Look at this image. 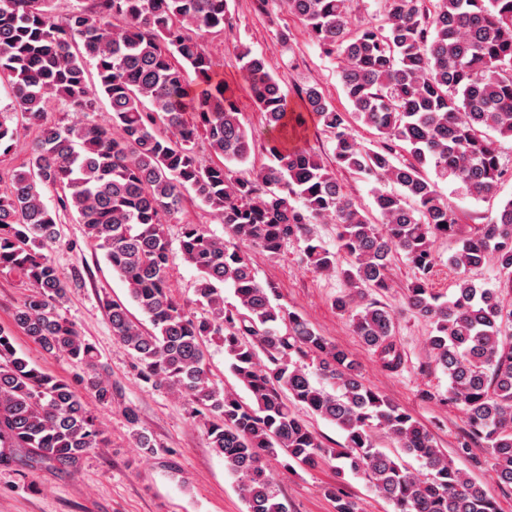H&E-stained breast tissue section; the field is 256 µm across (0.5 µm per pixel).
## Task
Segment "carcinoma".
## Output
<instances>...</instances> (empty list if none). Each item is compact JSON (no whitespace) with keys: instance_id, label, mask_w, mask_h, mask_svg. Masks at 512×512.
Returning <instances> with one entry per match:
<instances>
[{"instance_id":"carcinoma-1","label":"carcinoma","mask_w":512,"mask_h":512,"mask_svg":"<svg viewBox=\"0 0 512 512\" xmlns=\"http://www.w3.org/2000/svg\"><path fill=\"white\" fill-rule=\"evenodd\" d=\"M52 0H0V79L31 129L22 169L0 193V268L20 271L29 293L13 326L48 353L85 369L76 380L30 364L15 336L0 327V465L19 454L64 469L77 467L107 437L77 391L112 400V382L97 369L98 354L59 308L67 284L45 253L61 215L83 225L87 238L125 282L151 328L118 301L106 303L112 334L136 357L141 376L196 405L209 445L236 479L246 512H288L269 468L314 469L336 461V477L365 478L394 512H499L466 473L438 448L409 413L363 383L359 363L316 331L296 310L274 302L275 288L256 279L251 254H280L303 242L306 264L341 274L352 292L336 297L356 336L380 366L402 363L393 312L357 302L363 291L392 288L390 263L403 254L417 270L406 284V306L432 327L427 344L448 375L443 400L462 406L469 439L483 445L501 484L512 487V199L470 234L440 193L450 180L463 194H496L502 176L501 138L512 139V0H385L386 20L352 34L350 0H283L326 54L340 53L344 94L340 112L316 86L301 91L305 109L332 136V161L304 145L269 147L271 163L247 176L232 164L248 161L255 137L239 119L234 90L215 78L201 40L224 34L227 0H86L61 18ZM240 70L266 124L296 134L305 120L261 56L245 47ZM201 91H192L188 72ZM108 103V117L87 116ZM80 118L49 123L51 105ZM12 113L0 112V149L17 141ZM377 131L373 148L355 124ZM219 162H205L199 142ZM408 158H398V151ZM348 169L377 184L374 222L336 178ZM433 171L431 179L427 171ZM391 184L387 191L382 186ZM57 193L49 207L45 192ZM210 209L224 236L184 223L178 249L163 226L177 219L186 195ZM337 226L328 248L309 225ZM457 237L448 258L458 275L450 300L429 287L436 240ZM181 258L197 273V316L172 295L169 271ZM494 258L499 288H480L471 271ZM231 287L235 303L224 299ZM224 345L229 370L245 389L215 387L204 342ZM307 408L343 433L326 448L296 413ZM125 417L142 453L156 445ZM398 453L379 448V432ZM420 463L411 469L403 457ZM335 512H358L342 488L328 485Z\"/></svg>"}]
</instances>
